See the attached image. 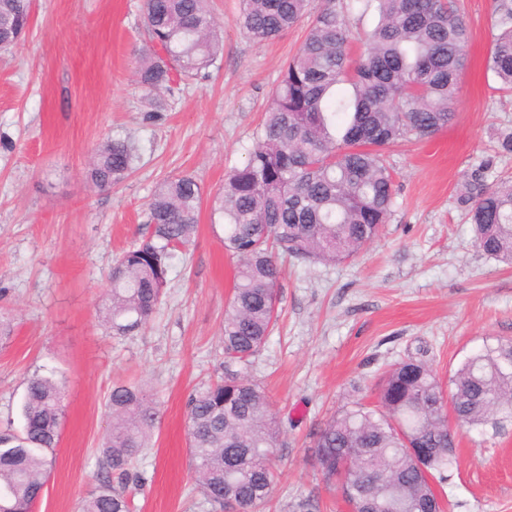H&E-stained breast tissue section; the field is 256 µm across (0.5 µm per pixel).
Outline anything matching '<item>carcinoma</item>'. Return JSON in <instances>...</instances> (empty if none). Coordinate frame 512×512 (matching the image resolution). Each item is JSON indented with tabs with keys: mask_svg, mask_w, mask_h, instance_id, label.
I'll return each instance as SVG.
<instances>
[{
	"mask_svg": "<svg viewBox=\"0 0 512 512\" xmlns=\"http://www.w3.org/2000/svg\"><path fill=\"white\" fill-rule=\"evenodd\" d=\"M377 23L356 54L339 0H242L240 25L258 42L309 19L304 40L283 69L245 163L232 169L215 201L224 251L234 263L224 310L219 379L186 400V431L197 488L218 512L236 504L261 512L273 489L279 423L265 390L248 374L250 359L276 323L280 258L302 266L356 257L391 216L396 189L383 150L427 138L455 116L466 69L469 27L457 0H355ZM498 25L485 67L497 90L512 92V0H496ZM31 0H0V50L28 27ZM151 46L139 82L153 91L206 73L224 47L208 0H144ZM341 85L351 93L340 95ZM133 147H97L89 178L97 189L130 173ZM204 192L191 175L159 183L137 243L117 258L100 318L114 336L142 329L161 303L176 251L195 237ZM487 257L512 264V176L487 182L478 166L458 197ZM378 404L346 403L313 433L324 479L359 512H440L453 477L456 431L499 434L512 425V341L486 343L443 381L424 356L392 365L377 385ZM59 382L26 384L20 434L0 432V512H33L59 444ZM107 408L98 490L79 512H129V480L149 447L159 411L146 392L116 385Z\"/></svg>",
	"mask_w": 512,
	"mask_h": 512,
	"instance_id": "obj_1",
	"label": "carcinoma"
}]
</instances>
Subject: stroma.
I'll use <instances>...</instances> for the list:
<instances>
[{
    "mask_svg": "<svg viewBox=\"0 0 512 512\" xmlns=\"http://www.w3.org/2000/svg\"><path fill=\"white\" fill-rule=\"evenodd\" d=\"M469 65L453 122L386 149L398 193L389 224L356 258L287 266L277 323L250 374L282 421L271 496L263 512H289L306 497L320 512H346L314 466L312 434L346 402L375 401L379 378L425 351L448 378L485 342L512 340V265L473 244L457 197L472 169L488 181L512 173L497 146L512 130V97L496 92L484 59L497 32L495 0H461ZM142 0H32L30 29L0 55V431H21L26 381L65 386L53 468L34 512H78L94 493L106 401L116 383L142 387L160 410L152 448L137 469L147 481L131 512H211L195 487L186 440L188 394L215 379L224 359V308L233 264L211 223L224 176L241 166L279 74L306 23L258 43L240 27L241 0H210L224 41L220 67L183 80L151 109L141 86ZM135 147L129 176L93 188L95 149ZM190 174L205 196L194 240L177 251L166 295L133 336L105 334L98 304L115 260L139 238L164 179ZM445 512H512V427L458 438Z\"/></svg>",
    "mask_w": 512,
    "mask_h": 512,
    "instance_id": "1",
    "label": "stroma"
}]
</instances>
